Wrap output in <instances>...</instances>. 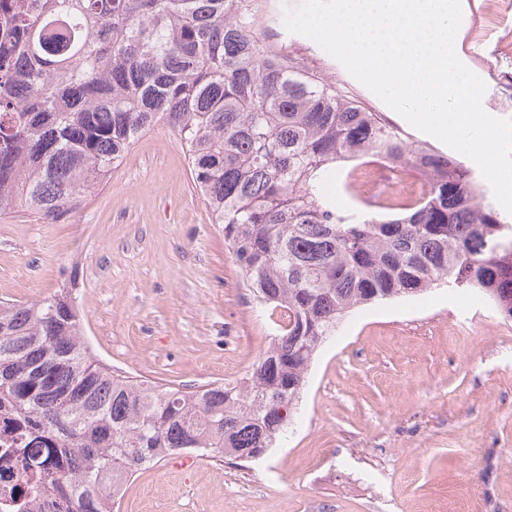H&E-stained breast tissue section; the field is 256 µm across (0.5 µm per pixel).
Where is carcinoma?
<instances>
[{"instance_id":"carcinoma-1","label":"carcinoma","mask_w":512,"mask_h":512,"mask_svg":"<svg viewBox=\"0 0 512 512\" xmlns=\"http://www.w3.org/2000/svg\"><path fill=\"white\" fill-rule=\"evenodd\" d=\"M254 0H0V213L79 211L159 123L278 334L235 383L135 380L90 351L69 294L0 303V512H112L168 457L272 447L318 347L368 304L446 284L512 320V224L473 171L254 39ZM381 153L429 193L344 211L323 184Z\"/></svg>"}]
</instances>
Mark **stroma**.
<instances>
[{
  "mask_svg": "<svg viewBox=\"0 0 512 512\" xmlns=\"http://www.w3.org/2000/svg\"><path fill=\"white\" fill-rule=\"evenodd\" d=\"M270 0L269 42L296 68L410 126ZM456 52L512 118V10L462 0ZM70 288L85 336L125 375L196 387L241 379L276 334L192 182L175 135L145 132L81 210L0 215V302ZM114 512H512V321L440 286L347 314L318 348L299 406L267 455H176L138 471Z\"/></svg>",
  "mask_w": 512,
  "mask_h": 512,
  "instance_id": "stroma-1",
  "label": "stroma"
}]
</instances>
